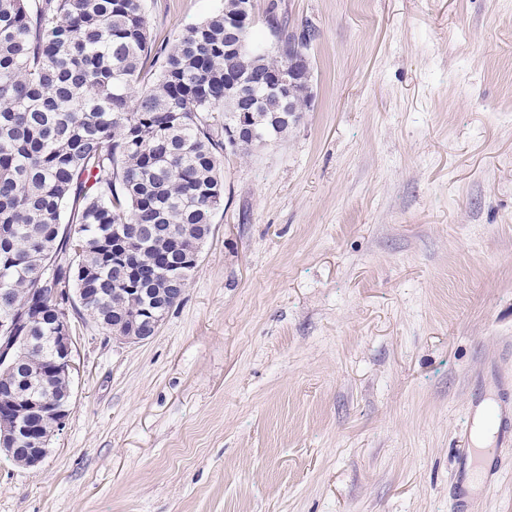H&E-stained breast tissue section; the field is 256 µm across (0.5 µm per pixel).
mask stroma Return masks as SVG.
<instances>
[{
	"label": "stroma",
	"mask_w": 512,
	"mask_h": 512,
	"mask_svg": "<svg viewBox=\"0 0 512 512\" xmlns=\"http://www.w3.org/2000/svg\"><path fill=\"white\" fill-rule=\"evenodd\" d=\"M155 47L222 0H141ZM311 31L288 134L224 156L157 335L73 315L46 460L0 512H454L470 404L512 402V0H254ZM468 512H512V445Z\"/></svg>",
	"instance_id": "obj_1"
}]
</instances>
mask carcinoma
I'll list each match as a JSON object with an SVG mask.
<instances>
[{"label":"carcinoma","mask_w":512,"mask_h":512,"mask_svg":"<svg viewBox=\"0 0 512 512\" xmlns=\"http://www.w3.org/2000/svg\"><path fill=\"white\" fill-rule=\"evenodd\" d=\"M0 0V316L34 288L86 290L85 308L112 321L146 316L148 298L123 291L105 245L114 224H158L180 244L131 246L133 258L166 289L187 288L215 212L224 205V138L242 127L230 153L284 137L300 121L309 86L267 90L291 61L237 38L243 92L252 111L224 102V19L243 0L185 29L164 49L159 74L139 94L152 53L140 0ZM292 111L294 120H255ZM51 266V277L41 269ZM14 349L26 364L53 358L52 321L25 328Z\"/></svg>","instance_id":"obj_1"}]
</instances>
